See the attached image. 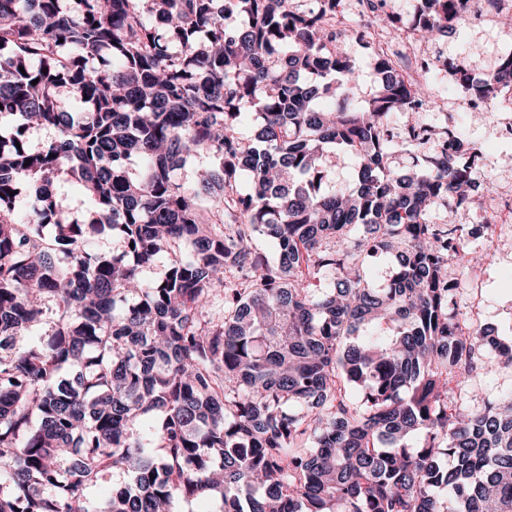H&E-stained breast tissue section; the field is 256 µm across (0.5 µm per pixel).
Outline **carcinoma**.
<instances>
[{"instance_id":"1","label":"carcinoma","mask_w":512,"mask_h":512,"mask_svg":"<svg viewBox=\"0 0 512 512\" xmlns=\"http://www.w3.org/2000/svg\"><path fill=\"white\" fill-rule=\"evenodd\" d=\"M316 2L0 0V512H512V394L464 397L512 341L455 311L480 227L432 221L488 210L480 149L424 122L434 84L394 56L360 96ZM467 24L420 0L408 30ZM449 70L500 98L512 53ZM354 167L355 160L352 157L341 155L336 158V165L329 172L326 187H348L352 183Z\"/></svg>"}]
</instances>
